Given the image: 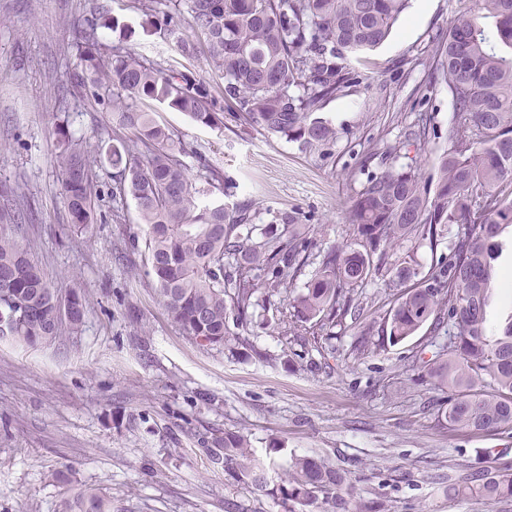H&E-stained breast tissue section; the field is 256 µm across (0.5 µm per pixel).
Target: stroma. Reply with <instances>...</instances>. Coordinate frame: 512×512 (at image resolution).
<instances>
[{
	"instance_id": "obj_1",
	"label": "stroma",
	"mask_w": 512,
	"mask_h": 512,
	"mask_svg": "<svg viewBox=\"0 0 512 512\" xmlns=\"http://www.w3.org/2000/svg\"><path fill=\"white\" fill-rule=\"evenodd\" d=\"M87 0H0V210L18 216L19 241L44 276L88 301L82 331L54 343L0 341V512H57L83 489L111 499L112 512H327L323 500L300 505L258 496L225 475L208 449L225 432L247 435L272 485L287 481L295 456L329 461L351 475V502L362 512H512V498L489 503L455 496L482 472L512 473V431L475 433L439 425L448 397L425 371L410 370L428 329L365 354L362 326L382 317L400 284L373 278L363 312L335 327L297 334L282 295L264 294L270 323L240 327V344L215 350L186 336L168 317L144 274L145 233L133 200L112 209L107 160L110 109L76 77ZM119 29L97 31L104 50L124 40L134 52L201 76L212 94L224 78L207 50L182 57L174 41L146 30L129 0H100ZM475 0H411L392 36L352 60L358 81L327 101L320 117L337 131L329 151H305L283 137L225 115L220 127L153 104L187 147L205 146L232 186L227 206L252 205L255 224L274 212L299 218L310 258L353 243L350 199L364 174L360 160L399 141L418 113L437 131L410 150L428 174L448 147L452 108L434 80V55L448 23ZM86 141L99 174L97 220L75 228L55 164L61 134ZM455 238L420 239L397 250L417 281L430 277ZM487 309L491 334L512 314V227L499 237Z\"/></svg>"
}]
</instances>
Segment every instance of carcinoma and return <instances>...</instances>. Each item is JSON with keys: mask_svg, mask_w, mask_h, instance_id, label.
I'll return each mask as SVG.
<instances>
[{"mask_svg": "<svg viewBox=\"0 0 512 512\" xmlns=\"http://www.w3.org/2000/svg\"><path fill=\"white\" fill-rule=\"evenodd\" d=\"M410 0H131L155 31L175 39L184 57L195 42L179 32L187 12L191 36L206 38L207 63L224 75L222 98L210 93L192 72L173 69L131 52L124 42L103 54L97 30L106 25L104 6L86 5L78 51L85 63L80 83H89L110 107L115 129L109 147L112 200L135 203L145 226L144 264L171 319L201 345L223 349L238 340L227 311L239 318L260 306L253 271H267L264 287L287 295L301 323L324 325L361 310L358 287L387 268L405 283L415 275L406 261L386 267L389 249L428 236L437 238L459 225L448 260L431 276L397 295L380 320L363 326L360 350L396 344L431 322L436 345L427 361L434 384L449 392L441 425L473 432L512 430V321L498 336L487 334L495 238L512 224V0H478L477 12L458 14L438 45L435 70L448 87L454 112L448 149L426 180L401 151L427 141L422 115L404 140L386 148L391 164L367 172L351 205L358 245L331 249L302 291H291L309 256L298 244L296 217L280 213L289 243H277L272 228L251 223L247 210L230 211L220 202L227 177L210 164L202 148L187 149L181 133L156 123L141 108L155 101L205 126L224 123V110L266 133L303 149L329 150L338 131L316 116L325 102L355 83L353 56L381 45L409 7ZM491 19L494 26L486 27ZM199 172L191 175L186 158ZM58 175L70 223L86 228L98 199L96 174L83 142L68 135L57 155ZM235 265L224 266V256ZM71 316L60 313L62 302ZM86 299L48 282L30 248L0 231V321L9 320L7 340L25 345L50 343L82 331ZM444 336L439 342L437 338ZM211 458L224 472L283 502L318 498L346 509L339 491L344 472L323 460L295 456L288 485L269 487L267 471L246 435L224 433ZM491 503L512 497V473L481 476L475 486L454 489ZM58 512H112V501L82 490L62 499Z\"/></svg>", "mask_w": 512, "mask_h": 512, "instance_id": "1", "label": "carcinoma"}]
</instances>
